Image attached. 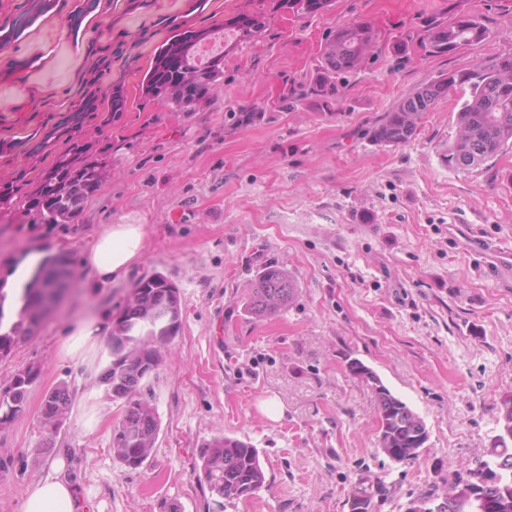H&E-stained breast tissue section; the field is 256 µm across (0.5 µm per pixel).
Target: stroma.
<instances>
[{"instance_id":"stroma-1","label":"stroma","mask_w":512,"mask_h":512,"mask_svg":"<svg viewBox=\"0 0 512 512\" xmlns=\"http://www.w3.org/2000/svg\"><path fill=\"white\" fill-rule=\"evenodd\" d=\"M77 0L54 8L0 48V142L56 123L88 86L119 82L128 108L89 137L105 147L108 180L75 224H32L0 207V259L32 251L82 254L108 224H140L141 261L101 283L78 267L73 294L29 343L0 361V386L30 363L42 369L24 412L0 431V512H20L25 488L59 454L70 458L86 512H212L194 468L202 443L224 433L251 442L261 488L224 512H348L353 484L383 482L376 512H404L428 492L448 494L498 431L512 396V150L455 171L440 153L457 134L461 94L423 114L416 137L384 148L367 133L412 89L512 52V0H333L327 12L278 11L269 28L224 53V80L190 112L142 97L155 47L177 24L205 29L270 0H100L70 29ZM460 12L489 29L482 44L422 56L410 35ZM369 22L379 41L328 102L292 94L320 66L338 26ZM257 111L230 128L228 113ZM285 267L296 292L265 319L243 311L256 267ZM179 289L182 328L143 390L161 431L141 469L112 451L120 402L98 376L107 349L61 359L74 323L108 314L142 276ZM360 360L425 423L418 460L378 448L375 394L348 366ZM73 403L56 436L40 423L46 392ZM275 399L278 418L261 409Z\"/></svg>"}]
</instances>
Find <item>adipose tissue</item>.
<instances>
[{
  "label": "adipose tissue",
  "instance_id": "obj_1",
  "mask_svg": "<svg viewBox=\"0 0 512 512\" xmlns=\"http://www.w3.org/2000/svg\"><path fill=\"white\" fill-rule=\"evenodd\" d=\"M144 248V227L140 224H110L97 235L82 254V264L97 278L109 281L126 276L140 261ZM110 332L97 319L72 326L63 339L59 354L82 361L102 345ZM76 487L69 476L65 458H57L48 475L31 483L24 491L22 512H77Z\"/></svg>",
  "mask_w": 512,
  "mask_h": 512
}]
</instances>
